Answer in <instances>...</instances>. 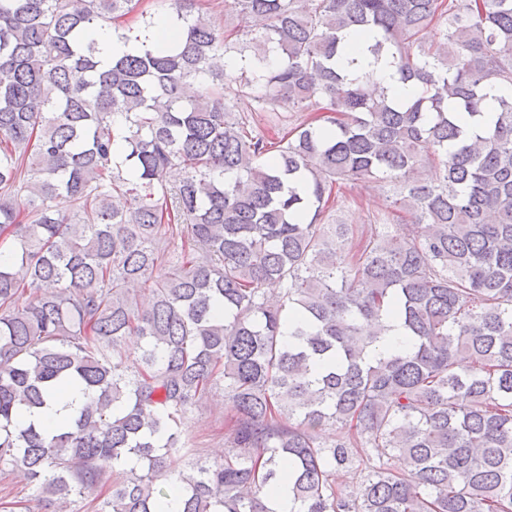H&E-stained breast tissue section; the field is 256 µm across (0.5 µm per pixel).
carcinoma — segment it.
<instances>
[{
	"instance_id": "1",
	"label": "carcinoma",
	"mask_w": 512,
	"mask_h": 512,
	"mask_svg": "<svg viewBox=\"0 0 512 512\" xmlns=\"http://www.w3.org/2000/svg\"><path fill=\"white\" fill-rule=\"evenodd\" d=\"M163 2L105 63L87 31L139 0H0V466L98 512H276L284 480L290 512H512V0H235L233 36ZM228 77L314 117L269 139ZM355 181L393 185L362 227ZM218 388L229 448L192 461ZM373 88L377 91H386L390 95L409 96L412 92L410 87H403L396 81V77L392 75V71L379 64L369 69Z\"/></svg>"
}]
</instances>
